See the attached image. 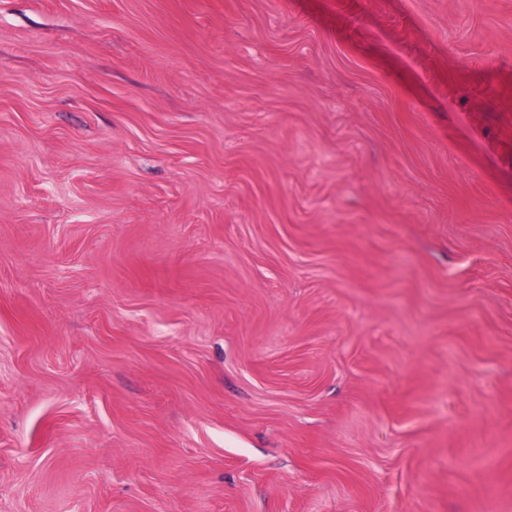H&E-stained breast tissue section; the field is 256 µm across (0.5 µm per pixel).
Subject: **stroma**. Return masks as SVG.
<instances>
[{"label":"stroma","mask_w":512,"mask_h":512,"mask_svg":"<svg viewBox=\"0 0 512 512\" xmlns=\"http://www.w3.org/2000/svg\"><path fill=\"white\" fill-rule=\"evenodd\" d=\"M0 512H512V0H0Z\"/></svg>","instance_id":"1"}]
</instances>
